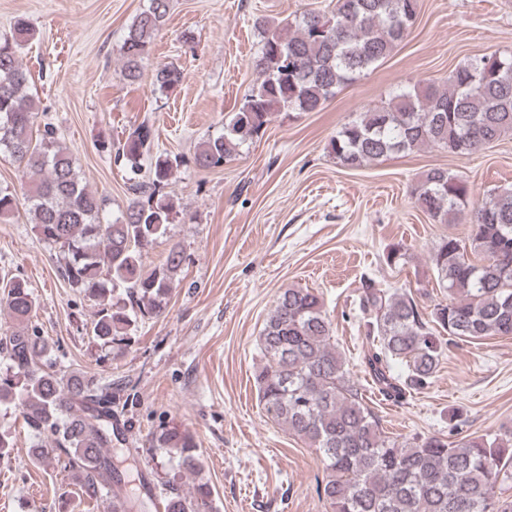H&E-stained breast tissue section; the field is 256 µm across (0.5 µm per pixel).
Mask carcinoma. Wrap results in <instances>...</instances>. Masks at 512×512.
I'll return each instance as SVG.
<instances>
[{
	"label": "carcinoma",
	"instance_id": "carcinoma-1",
	"mask_svg": "<svg viewBox=\"0 0 512 512\" xmlns=\"http://www.w3.org/2000/svg\"><path fill=\"white\" fill-rule=\"evenodd\" d=\"M170 0H149L128 27L121 45L122 70L138 80ZM419 0H334L328 11L307 10L282 27L257 19L260 49L253 62L254 84L224 120L221 132L197 147L193 163L217 168L265 131L274 115L313 112L345 84L386 59L408 35ZM32 36L18 20L0 38V151L31 178L25 197L39 239L58 250L59 274L67 285L98 302L91 321L94 339L106 347L130 342L139 321L161 317L186 257L172 246L147 270L144 256L167 233L178 212L171 190L179 157L159 155L149 181L139 180L152 143L150 126L129 129L114 153L126 171L129 199L114 217L106 199L82 184L74 159L54 131L33 135L35 103L29 73L18 49ZM174 65L155 71V90L180 83ZM512 133V54L474 58L448 77V87L415 86L388 106L369 109L345 123L329 143L336 163L359 168L395 154L436 146L454 154H475ZM422 212L439 224L469 225L467 239L448 235L430 253L448 303L430 316L412 294L363 285L358 310L365 335L378 345L366 356L379 390L394 400L429 383L444 343L512 336V188L494 189L476 203L467 182L444 168H431L411 186ZM9 188L0 187V218L18 210ZM15 330L0 336V404H13L38 439L37 460L58 451L63 468L74 472L82 496L112 495V512H210L213 489L198 482L183 495L170 482L155 488L143 472H132L112 455V435L124 432L112 383L65 370L48 340L25 324L36 302L26 280L14 277L3 289ZM333 328L321 297L307 288L282 291L258 337L261 360L255 371L260 404L288 433L320 454L326 476L319 485L328 512H512L497 491L512 478V433L494 438L466 436L449 442L438 436L413 441L384 435L374 412L332 342ZM406 366L404 376L392 365ZM152 447L172 448L180 466L200 472L193 438L165 430Z\"/></svg>",
	"mask_w": 512,
	"mask_h": 512
}]
</instances>
